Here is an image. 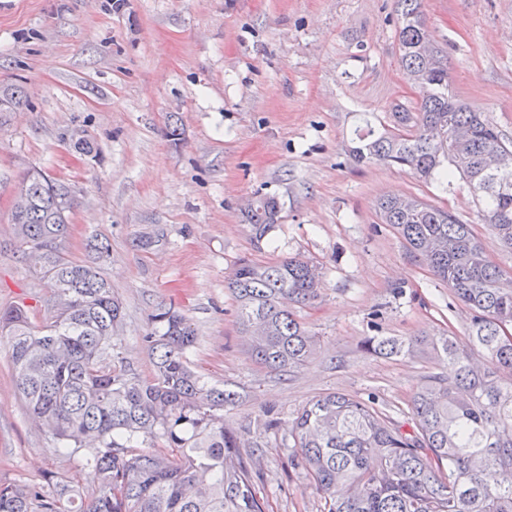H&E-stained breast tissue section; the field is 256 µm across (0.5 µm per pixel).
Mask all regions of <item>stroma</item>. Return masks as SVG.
Instances as JSON below:
<instances>
[{
    "label": "stroma",
    "instance_id": "obj_1",
    "mask_svg": "<svg viewBox=\"0 0 512 512\" xmlns=\"http://www.w3.org/2000/svg\"><path fill=\"white\" fill-rule=\"evenodd\" d=\"M424 11L455 97L512 142V0H424ZM395 26V0H124L119 9L113 0H0V83L21 85L26 99L0 120V307L23 304L37 323L51 297L11 224L20 177L39 169L78 199L67 254L83 259L91 232L109 240L103 274L123 304L124 365L152 375L143 338L158 308L175 305L193 321L190 360L239 393L224 426L240 438L269 512H327L289 432L311 399L344 393L415 427L411 400L438 364L423 351L367 353L366 338L445 333L483 360L471 311L381 224L380 197L446 206L512 276V251L460 177L424 184L349 153L366 126L390 123L395 105L417 97ZM175 120L177 146L165 135ZM79 139L91 153L75 149ZM264 195L280 201L281 221L257 245L242 214ZM298 253L324 277L320 297L298 310L319 349L275 373L247 357L224 279L239 259ZM270 416L278 426L268 430ZM72 466L27 414L0 343V483Z\"/></svg>",
    "mask_w": 512,
    "mask_h": 512
}]
</instances>
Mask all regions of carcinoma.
I'll list each match as a JSON object with an SVG mask.
<instances>
[{"label":"carcinoma","instance_id":"obj_1","mask_svg":"<svg viewBox=\"0 0 512 512\" xmlns=\"http://www.w3.org/2000/svg\"><path fill=\"white\" fill-rule=\"evenodd\" d=\"M400 64L418 92L416 106L392 113L393 128H368L350 149L359 163H386L427 182L449 178L451 160L483 205L486 224L512 250V144L450 91L422 0H396ZM28 197L12 213L22 258L39 266L55 297L41 324L23 306L0 309L16 389L55 451L75 461L37 483H0V512H267L254 491L241 443L224 429L236 394L209 383L191 365L197 343L186 316L158 310L144 337L155 355L148 379L112 358L123 307L98 262L110 244L89 240L91 261L67 257L64 241L76 197L42 172L20 180ZM382 223L473 312L471 335L482 368L446 336H373L382 355L430 350L441 372L412 398L417 428L406 431L370 402L328 393L306 404L291 434L301 465L328 512H512V288L492 265L472 226L415 195L377 204ZM281 206L259 197L244 212L260 243ZM238 323L255 363L286 372L312 357L314 333L296 308L315 300L324 280L296 254L240 260L227 279ZM162 441V447L155 441Z\"/></svg>","mask_w":512,"mask_h":512}]
</instances>
